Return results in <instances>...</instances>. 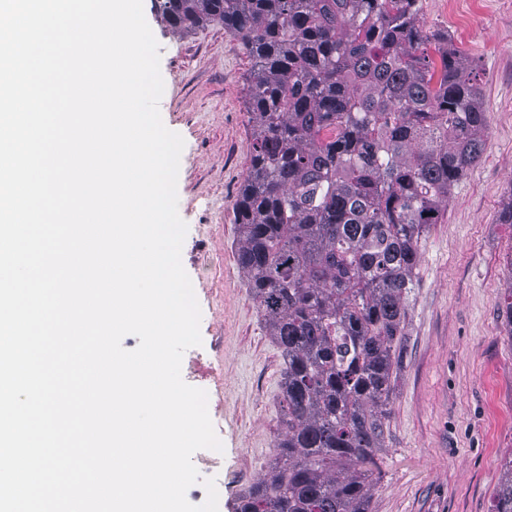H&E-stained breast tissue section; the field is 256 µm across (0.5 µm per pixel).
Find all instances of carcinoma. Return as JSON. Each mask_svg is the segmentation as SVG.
I'll list each match as a JSON object with an SVG mask.
<instances>
[{"mask_svg": "<svg viewBox=\"0 0 512 512\" xmlns=\"http://www.w3.org/2000/svg\"><path fill=\"white\" fill-rule=\"evenodd\" d=\"M253 62L237 260L281 350L286 434L237 512H368L418 242L482 155L466 59L423 48L419 0H156ZM493 512H512V459Z\"/></svg>", "mask_w": 512, "mask_h": 512, "instance_id": "obj_1", "label": "carcinoma"}]
</instances>
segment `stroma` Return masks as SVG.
<instances>
[{"label":"stroma","instance_id":"1","mask_svg":"<svg viewBox=\"0 0 512 512\" xmlns=\"http://www.w3.org/2000/svg\"><path fill=\"white\" fill-rule=\"evenodd\" d=\"M426 34L447 37L477 74L486 114L479 161L451 189L442 223L418 243L402 359L391 380L384 446L368 512H492L512 459V0H419ZM159 45L164 125L180 134L181 251L200 307L202 344L182 360L203 389L223 445L218 512L270 468L285 434L283 358L237 261L235 204L253 138L245 78L251 61L222 24L173 30L143 0Z\"/></svg>","mask_w":512,"mask_h":512}]
</instances>
